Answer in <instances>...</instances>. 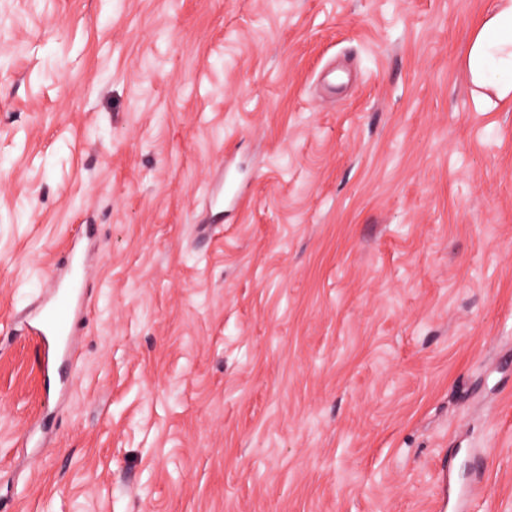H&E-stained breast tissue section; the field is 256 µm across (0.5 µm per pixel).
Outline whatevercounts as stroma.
<instances>
[{
    "mask_svg": "<svg viewBox=\"0 0 512 512\" xmlns=\"http://www.w3.org/2000/svg\"><path fill=\"white\" fill-rule=\"evenodd\" d=\"M492 0H0V512H512ZM95 227L57 400L23 321ZM477 105L512 100V0H493L473 27L462 63Z\"/></svg>",
    "mask_w": 512,
    "mask_h": 512,
    "instance_id": "obj_1",
    "label": "stroma"
}]
</instances>
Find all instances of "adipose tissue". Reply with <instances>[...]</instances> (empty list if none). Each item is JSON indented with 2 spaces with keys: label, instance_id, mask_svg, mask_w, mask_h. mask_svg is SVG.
I'll list each match as a JSON object with an SVG mask.
<instances>
[{
  "label": "adipose tissue",
  "instance_id": "obj_1",
  "mask_svg": "<svg viewBox=\"0 0 512 512\" xmlns=\"http://www.w3.org/2000/svg\"><path fill=\"white\" fill-rule=\"evenodd\" d=\"M462 66L477 105L512 100V0H493L472 30Z\"/></svg>",
  "mask_w": 512,
  "mask_h": 512
}]
</instances>
